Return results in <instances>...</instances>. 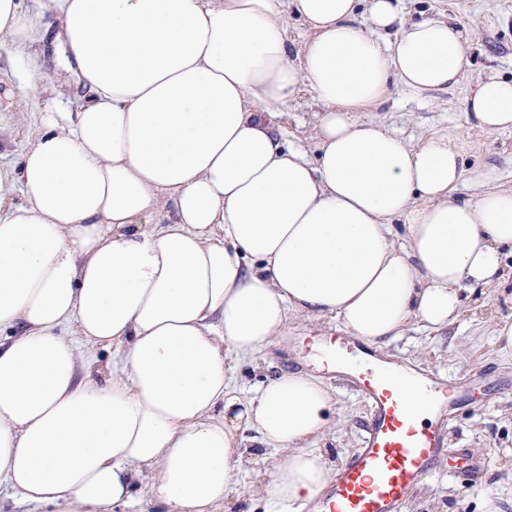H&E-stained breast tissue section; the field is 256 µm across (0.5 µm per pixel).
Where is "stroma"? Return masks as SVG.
<instances>
[{
    "label": "stroma",
    "instance_id": "stroma-1",
    "mask_svg": "<svg viewBox=\"0 0 512 512\" xmlns=\"http://www.w3.org/2000/svg\"><path fill=\"white\" fill-rule=\"evenodd\" d=\"M403 17L444 19L470 31L467 45L469 68L456 86L428 95H416L402 86L391 89L389 99L368 108L377 118L407 138H418L434 130L447 132L464 149V169L497 168L502 185L512 186V132L486 133L473 128L466 114V99L479 77L512 78V0H403ZM34 64L45 73L47 89L37 95L20 96L14 78L17 64ZM88 93L75 76L57 65L53 52L33 44L17 51L0 36V169L14 170L36 129L38 112L53 106L73 112ZM483 308L466 313L448 331L430 335L410 327L389 346L379 348L383 359L418 371L469 378L487 371L512 383V358L500 357L494 349L497 324L512 323V295L491 288ZM338 323L297 320L284 341L271 345L259 356L260 370L241 364L237 384L245 395H255L265 376L305 369L331 386L336 411L331 430L319 448L329 451L335 464H342L360 448L368 410L362 398L341 376L327 372L313 344L314 337L339 334ZM446 453L437 472L411 494L410 512H481L492 495L512 497V390L490 393L479 409L459 407L447 422L443 435ZM485 461L480 484L468 485L448 476V465L458 449ZM276 459L274 450L258 449L256 461L243 472L230 493L229 512H303L294 504L272 505L253 495L257 478L268 475Z\"/></svg>",
    "mask_w": 512,
    "mask_h": 512
}]
</instances>
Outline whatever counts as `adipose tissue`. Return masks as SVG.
Returning <instances> with one entry per match:
<instances>
[{
	"label": "adipose tissue",
	"instance_id": "adipose-tissue-1",
	"mask_svg": "<svg viewBox=\"0 0 512 512\" xmlns=\"http://www.w3.org/2000/svg\"><path fill=\"white\" fill-rule=\"evenodd\" d=\"M0 35L61 49L89 93L40 112L0 172V481L23 501L113 512L137 489L226 512L271 448L255 492L307 502L333 472L313 446L331 389L281 372L247 397L232 359L299 318L376 345L438 333L512 284L496 169L460 196L458 141L362 116L397 83L455 86L466 30L403 20L400 0H0ZM305 95L309 143L285 142ZM467 105L475 128L512 130V80L479 79ZM102 349L105 374H81Z\"/></svg>",
	"mask_w": 512,
	"mask_h": 512
}]
</instances>
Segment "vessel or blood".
I'll use <instances>...</instances> for the list:
<instances>
[{
	"instance_id": "obj_1",
	"label": "vessel or blood",
	"mask_w": 512,
	"mask_h": 512,
	"mask_svg": "<svg viewBox=\"0 0 512 512\" xmlns=\"http://www.w3.org/2000/svg\"><path fill=\"white\" fill-rule=\"evenodd\" d=\"M318 353L337 373H357L369 419L362 448L335 472L309 512H404L412 490L436 471L449 410L460 400L481 405L483 392L467 379L400 369L351 336L323 339Z\"/></svg>"
}]
</instances>
